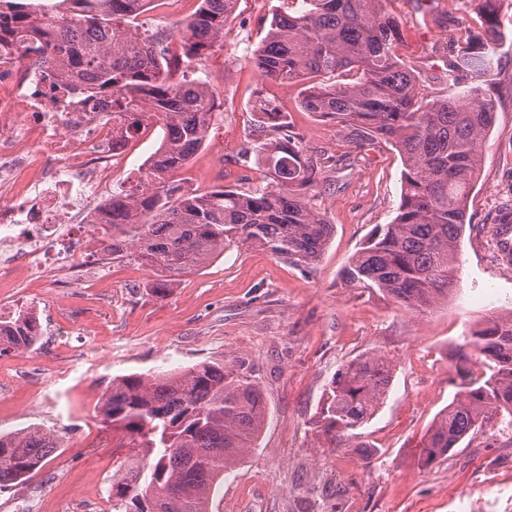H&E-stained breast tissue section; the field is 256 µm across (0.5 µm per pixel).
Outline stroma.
<instances>
[{"mask_svg": "<svg viewBox=\"0 0 512 512\" xmlns=\"http://www.w3.org/2000/svg\"><path fill=\"white\" fill-rule=\"evenodd\" d=\"M280 0H240L224 46L181 64L180 80L206 82L219 102L205 144L181 181L207 192L258 167L238 163L257 96L276 98L312 155L338 165L314 203L332 237L313 270L270 253L233 247L155 297L153 270L114 262L111 282L44 291L42 342L0 354V434L37 425L61 446L30 480L0 493V512H90L107 495L119 452L97 413L115 377L174 371L220 360L259 384L269 408L256 449L225 476L214 512H512V446L490 434L460 442L436 464L418 465V444L455 398V365L471 355L470 330L512 309V263L496 246L499 217L512 210V44L480 86L498 101L480 177L458 245L460 278L447 304L420 317L343 275L369 232L395 217L403 163L385 143L358 147L350 128L302 111L298 86L259 81L247 61ZM402 22L403 54L420 69L452 54L478 28V0H387ZM89 329L93 366L77 363L53 331L71 321ZM377 351L392 358L391 388L359 437L334 439L315 424L336 372ZM369 445L372 456L361 447Z\"/></svg>", "mask_w": 512, "mask_h": 512, "instance_id": "obj_1", "label": "stroma"}]
</instances>
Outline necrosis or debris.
I'll list each match as a JSON object with an SVG mask.
<instances>
[{"label":"necrosis or debris","mask_w":512,"mask_h":512,"mask_svg":"<svg viewBox=\"0 0 512 512\" xmlns=\"http://www.w3.org/2000/svg\"><path fill=\"white\" fill-rule=\"evenodd\" d=\"M40 76L0 45V288L27 280L34 308L45 283L101 280L82 255L102 247L96 229L112 222L113 173L133 146L107 103L61 107L35 95ZM76 224L89 227L80 248Z\"/></svg>","instance_id":"necrosis-or-debris-1"}]
</instances>
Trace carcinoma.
<instances>
[{
    "label": "carcinoma",
    "mask_w": 512,
    "mask_h": 512,
    "mask_svg": "<svg viewBox=\"0 0 512 512\" xmlns=\"http://www.w3.org/2000/svg\"><path fill=\"white\" fill-rule=\"evenodd\" d=\"M65 2L68 11L54 5L49 13L40 4L0 0V42L20 39L42 64L88 77L85 84L63 85L44 71L49 98L98 94L112 100L130 138L148 120L163 130L143 185L112 192V224L102 228L112 261L152 268L159 298L234 245L314 268L333 227L309 194L324 186L336 158L314 160L275 100H254L253 129L241 150L244 161L263 169L262 181L244 175L235 185L198 194L168 179L205 143L220 106L207 84L176 82L173 71L223 46L238 0H199L195 14L176 24L192 35L179 39L181 54L170 57L166 42L174 33L130 25L149 0ZM296 2L299 7L272 17L248 62L269 81L301 86V108L351 127L358 146L384 140L396 148L404 166L396 216L374 227L345 277L429 314L456 287L467 203L497 111L481 86L459 87L458 73L480 77L494 69L496 46L507 40L499 0H482L481 32L457 44L446 67L429 77L399 54L400 21L383 0ZM431 79L458 90L431 96ZM40 337L39 319L20 312L0 323V354L32 347ZM469 344L473 354L455 367L461 391L418 444L425 468L488 427L512 444V310L487 316ZM392 374V359L379 352L351 361L327 389L317 427L333 436L363 427L382 405ZM100 403L113 447L127 449L112 474V512H213L224 474L254 449L268 418L259 386L219 361L120 376ZM57 448L56 434L38 427L0 434V492L38 472Z\"/></svg>",
    "instance_id": "obj_1"
}]
</instances>
